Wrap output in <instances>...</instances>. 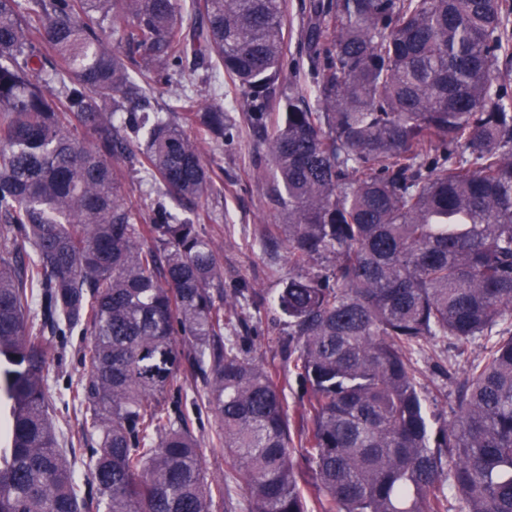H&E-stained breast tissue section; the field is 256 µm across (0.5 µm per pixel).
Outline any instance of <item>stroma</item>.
Returning <instances> with one entry per match:
<instances>
[{
    "instance_id": "1",
    "label": "stroma",
    "mask_w": 512,
    "mask_h": 512,
    "mask_svg": "<svg viewBox=\"0 0 512 512\" xmlns=\"http://www.w3.org/2000/svg\"><path fill=\"white\" fill-rule=\"evenodd\" d=\"M133 78L142 85L150 99L151 109L171 119H179L177 95L179 86L158 82L154 73L134 71ZM235 125L233 139L218 142L201 140L202 156L213 173L209 192L197 206L183 205L168 195L158 181L145 170L121 158L116 166L121 173V194L135 209L140 219L151 216L156 203H163L176 221H196L202 233L220 249L224 269V291L238 288L255 289L264 296V303L247 314L249 339L245 349L249 355L263 360H280L281 343L286 328L279 320L273 301L287 281L290 268L284 249L266 248L260 238L264 225L279 224L283 216L269 201L267 192L271 179V163L265 145L240 111L228 112ZM87 339L81 331L57 337L58 351L47 365L49 395L53 416L62 429L61 448L77 441L82 429L83 409L73 402L70 391L83 379L85 368L81 349ZM480 353L478 344L457 351L443 338L434 339L425 351L414 356L422 373L428 400L434 412L449 419L458 383L464 380L470 361ZM217 423L214 415L205 414L195 430L203 452V467L210 481H222L231 469L223 451L211 445Z\"/></svg>"
}]
</instances>
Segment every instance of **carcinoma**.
Here are the masks:
<instances>
[{
    "mask_svg": "<svg viewBox=\"0 0 512 512\" xmlns=\"http://www.w3.org/2000/svg\"><path fill=\"white\" fill-rule=\"evenodd\" d=\"M512 0H311V83L291 82L286 0H0V512H227L195 424L212 413L250 512H512ZM120 30L112 47L107 30ZM224 71L266 133L288 218L277 307L292 414L190 222L144 223L112 161L194 203L212 177L184 127L232 135L185 96L145 112L130 72ZM79 329L88 485L58 448L46 367ZM484 340L438 423L413 354ZM205 392L181 408L182 362ZM311 485L308 493L305 485Z\"/></svg>",
    "mask_w": 512,
    "mask_h": 512,
    "instance_id": "1",
    "label": "carcinoma"
}]
</instances>
